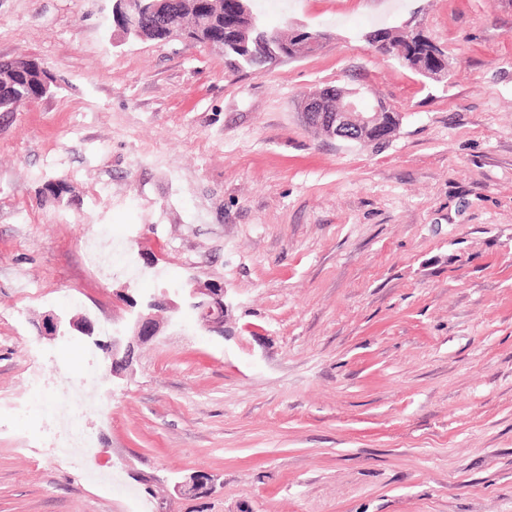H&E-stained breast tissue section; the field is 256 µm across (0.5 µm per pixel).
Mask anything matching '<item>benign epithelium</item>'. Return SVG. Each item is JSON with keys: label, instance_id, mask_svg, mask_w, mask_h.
Instances as JSON below:
<instances>
[{"label": "benign epithelium", "instance_id": "1", "mask_svg": "<svg viewBox=\"0 0 512 512\" xmlns=\"http://www.w3.org/2000/svg\"><path fill=\"white\" fill-rule=\"evenodd\" d=\"M128 0H113L112 23L127 38H141L145 30L139 17L127 7ZM241 15L240 25L226 48L220 41H205V49L222 56L233 50L249 57L261 56V62L273 66L288 59L291 46L284 41H273L258 29V22L247 0H237ZM301 114L306 124L316 125L332 139L349 143H362L371 133H382L384 139L391 140L400 130L401 120L391 112H383L377 102L366 98L359 88L335 91H313L305 95L300 104ZM225 289L221 284H200L190 280L180 288L164 289L147 303V311L139 313L131 324L133 335L143 341L158 336L162 324L154 311L169 310L177 313L185 305L196 314L201 327L217 336L224 335V316L227 311L224 303ZM66 332L60 318L53 314L42 323L39 335L54 339ZM121 334L112 333V350L108 355L107 371L113 377L121 374L127 366L128 355L120 354Z\"/></svg>", "mask_w": 512, "mask_h": 512}]
</instances>
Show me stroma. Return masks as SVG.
Wrapping results in <instances>:
<instances>
[{
	"label": "stroma",
	"mask_w": 512,
	"mask_h": 512,
	"mask_svg": "<svg viewBox=\"0 0 512 512\" xmlns=\"http://www.w3.org/2000/svg\"><path fill=\"white\" fill-rule=\"evenodd\" d=\"M319 50L236 71L122 40L112 0H0V59L58 87L0 112V512H512V0H255ZM420 24L460 68L430 81L366 41ZM361 87L402 116L384 148L305 125ZM66 179L75 202L41 196ZM131 267L85 245L101 227ZM155 256L156 268L145 265ZM223 284L220 336L189 310L82 416L111 492L21 413L94 339L186 278ZM88 315L96 337L38 336ZM206 491L176 490L191 475Z\"/></svg>",
	"instance_id": "obj_1"
}]
</instances>
